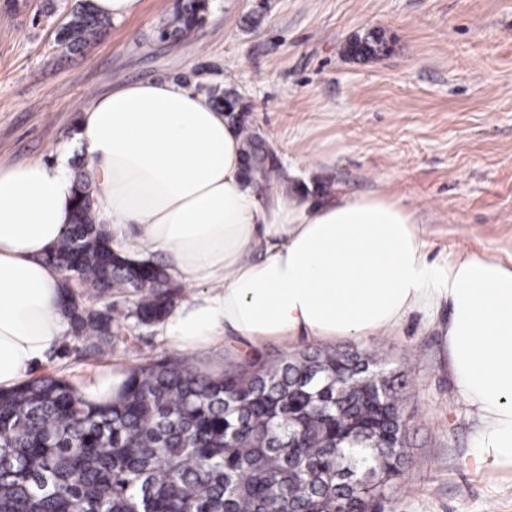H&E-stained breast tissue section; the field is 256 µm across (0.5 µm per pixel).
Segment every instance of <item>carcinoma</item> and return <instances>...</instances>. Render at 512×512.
<instances>
[{"label":"carcinoma","mask_w":512,"mask_h":512,"mask_svg":"<svg viewBox=\"0 0 512 512\" xmlns=\"http://www.w3.org/2000/svg\"><path fill=\"white\" fill-rule=\"evenodd\" d=\"M208 0H186L158 30L185 38ZM106 20L79 0L57 34L77 50ZM381 37L354 46L374 56ZM246 133L255 187L271 192L282 177L262 137L248 130L249 106L229 90L214 97ZM71 224L47 256L66 282L102 298L138 294L134 316L160 321L176 299L165 269L112 250L96 223L92 181L74 184ZM72 333L96 355L112 353V315L67 298ZM371 352L304 351L211 376L186 355L131 370L119 396L89 403L70 381L43 375L0 392V512H382L389 484L406 457L398 392L359 367Z\"/></svg>","instance_id":"obj_1"}]
</instances>
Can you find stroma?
<instances>
[{"mask_svg": "<svg viewBox=\"0 0 512 512\" xmlns=\"http://www.w3.org/2000/svg\"><path fill=\"white\" fill-rule=\"evenodd\" d=\"M0 0V163L89 170L75 144L83 109L120 83L176 79L200 93L234 89L249 122L299 185L382 191L416 210L429 260L460 252L512 268V0H209L187 39L159 40L177 0H142L79 50L56 41L78 0ZM375 33L376 56L345 54ZM136 299L93 301L121 334L107 358L66 334L38 369L74 385L93 369H132L175 355ZM448 309L415 312L391 335L269 340L250 357L273 362L312 347L378 348L401 376L406 458L385 512H512V467L469 465L479 420L458 395L443 342Z\"/></svg>", "mask_w": 512, "mask_h": 512, "instance_id": "1", "label": "stroma"}]
</instances>
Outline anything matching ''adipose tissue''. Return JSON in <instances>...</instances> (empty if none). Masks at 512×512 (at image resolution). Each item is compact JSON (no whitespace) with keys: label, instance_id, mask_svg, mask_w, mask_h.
<instances>
[{"label":"adipose tissue","instance_id":"obj_1","mask_svg":"<svg viewBox=\"0 0 512 512\" xmlns=\"http://www.w3.org/2000/svg\"><path fill=\"white\" fill-rule=\"evenodd\" d=\"M76 139L114 250L164 255L190 290L159 327L172 346L365 339L447 306L455 384L480 422L473 462L512 467V269L476 256L429 261L415 211L385 193L260 197L239 128L185 83L113 88L82 112ZM73 209L66 157L0 164L2 391L64 338L62 277L43 257Z\"/></svg>","mask_w":512,"mask_h":512}]
</instances>
